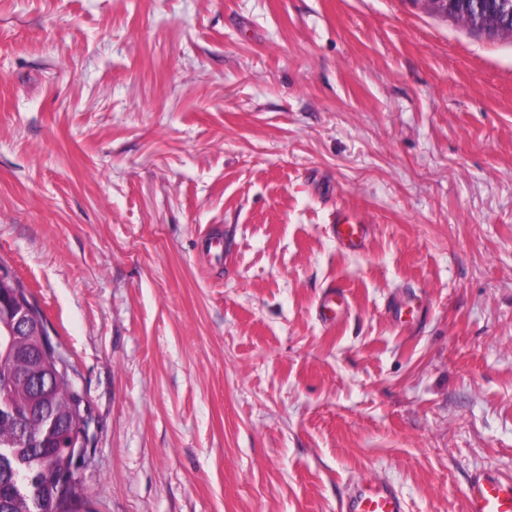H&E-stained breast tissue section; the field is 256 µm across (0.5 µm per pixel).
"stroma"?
I'll list each match as a JSON object with an SVG mask.
<instances>
[{
	"instance_id": "1",
	"label": "stroma",
	"mask_w": 512,
	"mask_h": 512,
	"mask_svg": "<svg viewBox=\"0 0 512 512\" xmlns=\"http://www.w3.org/2000/svg\"><path fill=\"white\" fill-rule=\"evenodd\" d=\"M0 266L77 371L89 512H341L360 479L465 512L512 475V37L0 0ZM336 240L340 245L349 249H359L363 246L367 235V225L361 221H351L344 215L336 216ZM346 303L347 296L342 288H330L321 305L322 318L325 320L335 319ZM466 512H512V476L472 474Z\"/></svg>"
}]
</instances>
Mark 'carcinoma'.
<instances>
[{
  "label": "carcinoma",
  "mask_w": 512,
  "mask_h": 512,
  "mask_svg": "<svg viewBox=\"0 0 512 512\" xmlns=\"http://www.w3.org/2000/svg\"><path fill=\"white\" fill-rule=\"evenodd\" d=\"M13 292L27 328L15 335L0 324V512H89L82 481L73 480L91 461L74 370L17 280ZM28 372L41 374L40 389L24 379ZM69 445L80 454H66Z\"/></svg>",
  "instance_id": "1"
}]
</instances>
